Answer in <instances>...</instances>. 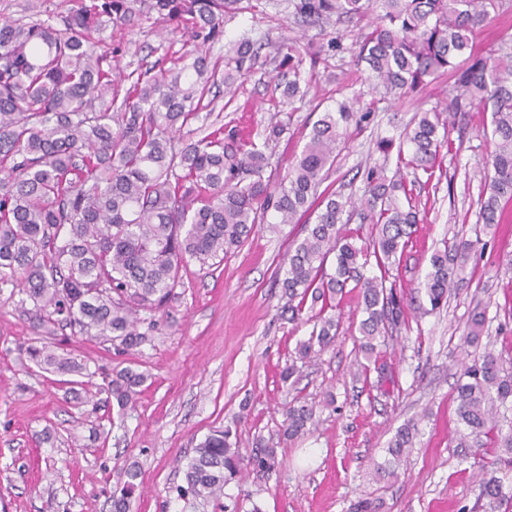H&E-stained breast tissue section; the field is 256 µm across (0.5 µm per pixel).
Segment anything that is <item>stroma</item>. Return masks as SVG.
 Listing matches in <instances>:
<instances>
[{"mask_svg":"<svg viewBox=\"0 0 512 512\" xmlns=\"http://www.w3.org/2000/svg\"><path fill=\"white\" fill-rule=\"evenodd\" d=\"M294 0H241L224 35L208 48L224 57L242 38L262 44L252 71L234 99L213 102L225 124L262 140L271 122L290 123L273 149L275 179L284 178L300 154L321 110L342 101L367 113L350 127L326 182L348 195H361L365 170L385 159L380 140L398 137L417 112L446 106L453 97L451 74L429 77L421 87L381 99L354 61L370 29L371 17L331 18L303 23ZM154 19L139 18L107 28L105 50L124 71L152 65L168 41ZM340 48L328 50L331 40ZM472 54L512 44V0L494 25L476 27ZM295 47L309 81L304 99L284 103L278 85L289 72L281 67L280 45ZM486 112H472L450 125V151L431 180L415 183L425 220L393 265L388 282L403 295L406 324L378 346L395 368L400 389L383 394L355 378L359 323L358 291L345 288L334 345L300 365L294 385L281 371L296 357L297 342L310 325L289 321L278 284L292 225L261 226L234 253L210 267L187 262L183 284L148 340L126 355L107 346L57 331L66 352L91 374L75 384L70 376L32 372L23 352L36 334L34 319L21 307L11 285L0 284V512H113L112 493L121 470L139 472L129 512H349L351 504L381 501L380 512H471L477 495V467L456 453L455 385L465 354L460 336L474 312L484 311L483 343L501 350L512 344V202L504 222L489 238L483 255L471 262L467 278L452 289L439 310L419 311L420 283L431 255L445 242L474 238L483 171L492 146L482 135ZM146 373L126 408L103 403L100 387L122 369ZM314 406L316 422L303 436H283L286 409L293 399ZM420 419L421 434L397 476L377 478L374 467L396 429ZM231 427L243 452L267 443L278 446L279 466L246 482L230 483L222 501L180 497L193 450L212 430Z\"/></svg>","mask_w":512,"mask_h":512,"instance_id":"35a3bbf8","label":"stroma"}]
</instances>
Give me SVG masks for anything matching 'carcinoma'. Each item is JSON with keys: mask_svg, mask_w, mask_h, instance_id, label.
I'll use <instances>...</instances> for the list:
<instances>
[{"mask_svg": "<svg viewBox=\"0 0 512 512\" xmlns=\"http://www.w3.org/2000/svg\"><path fill=\"white\" fill-rule=\"evenodd\" d=\"M240 0H152L162 30L184 29L179 56L161 58L140 72L112 67L93 35L135 15L136 0H77L67 15L30 0L27 19L0 23V282L15 283L20 303L32 305L39 327L68 329L74 336L127 354L141 345L140 313L156 314L175 296L189 259L205 266L237 249L259 224H302L292 240L280 281L289 320L318 309L301 360L336 341L337 296L349 283L359 289L366 318L359 326L361 350L372 364L360 366L363 381L386 390L397 386L391 365L375 340L405 322L404 299L386 287L390 267L411 242L419 210L404 179L388 183L368 168L360 201L335 190H319L351 124L366 119L348 102L326 110L312 124L288 178L276 186L264 178L266 150L286 125L268 127L263 143L219 126L194 142L181 129L202 119L211 89L229 93L254 66L259 48L237 41L224 65L210 63L201 48L224 34ZM302 21L316 24L332 15H376L357 54L370 76L388 93L400 94L439 72L453 73L457 93L448 115L491 114L490 155L479 217L487 230L503 222L512 200V65L475 57L457 63L473 29L503 13V0H296ZM293 78L281 95H306L302 58L286 53ZM440 113L423 111L401 136L380 148H397V168L432 178L447 136L439 135ZM363 207L372 224L368 242L357 244L343 220ZM315 222L301 223L308 212ZM480 240L459 239L431 257L422 290L430 311L466 278ZM334 257L333 270L326 263ZM375 263L380 275L362 270ZM485 315L471 319L463 343L478 342ZM29 360L47 373L81 374L82 364L53 349L46 337L26 347ZM467 381L456 386L459 423L456 448L478 466L474 512H503L512 484L497 476L512 465V426L503 430L497 410L512 401V351L486 349L465 366ZM143 373L120 371L107 391L120 407L133 401ZM314 408L298 400L288 406L284 435L292 439L314 424ZM419 432L410 421L386 448L378 470L395 473ZM231 431L215 430L197 448L185 470L181 495L218 501L224 487L248 469L265 473L279 465L277 449L265 445L244 455ZM114 512H126L138 472H123Z\"/></svg>", "mask_w": 512, "mask_h": 512, "instance_id": "carcinoma-1", "label": "carcinoma"}]
</instances>
